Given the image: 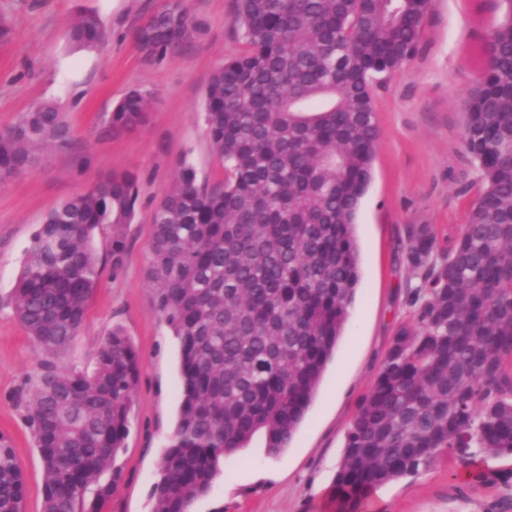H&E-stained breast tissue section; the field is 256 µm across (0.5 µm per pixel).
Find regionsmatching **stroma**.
I'll return each instance as SVG.
<instances>
[{
  "mask_svg": "<svg viewBox=\"0 0 512 512\" xmlns=\"http://www.w3.org/2000/svg\"><path fill=\"white\" fill-rule=\"evenodd\" d=\"M160 5L0 0V130L32 104L51 100L73 131L71 150L44 149L34 169L0 185V433L10 438L24 473V512L43 510V471L16 393L39 349L13 315L11 291L47 211L111 172L137 178L125 267L116 275L103 266L85 322L59 363L93 368L101 341L115 327L135 346L141 366L131 424L116 462L118 487L102 512L153 510L150 492L175 427L180 371L178 344L155 311L144 276L152 214L180 160L191 162L201 178H223L204 125V91L215 66L242 49L235 0H187L200 36L164 61L146 59L133 32ZM81 11L98 14L106 30L96 51L67 48L68 25ZM500 19L495 0H430L414 57L374 80L379 136L356 228L361 279L343 335L288 447L271 455L257 437L225 458L194 512H335L333 479L347 432L393 335L414 321L417 278L405 259L407 230L426 224L440 247L452 245L482 188L463 143V99L482 72L483 40ZM135 87L152 92L148 121L113 136L107 115ZM474 467L485 481L471 482L467 465L441 454L417 475L376 490L364 512H512V457L480 456Z\"/></svg>",
  "mask_w": 512,
  "mask_h": 512,
  "instance_id": "1",
  "label": "stroma"
}]
</instances>
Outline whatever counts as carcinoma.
<instances>
[{
    "label": "carcinoma",
    "mask_w": 512,
    "mask_h": 512,
    "mask_svg": "<svg viewBox=\"0 0 512 512\" xmlns=\"http://www.w3.org/2000/svg\"><path fill=\"white\" fill-rule=\"evenodd\" d=\"M484 39L485 68L464 101L463 142L484 185L443 259L426 226L409 230L418 272L415 322L393 336L346 435L336 512L429 467L443 452L468 464L512 456V0ZM429 0H236L243 49L212 71L203 119L224 166L214 184L181 161L152 217L147 279L180 350L179 410L151 488L154 512H190L220 463L260 433L288 447L336 351L360 282L356 219L377 141V74L415 55ZM201 33L185 0L137 26L138 48L162 61ZM104 31L80 13L71 48ZM152 93L130 90L107 118L112 134L142 126ZM68 149L53 101L0 131V184ZM137 187L113 173L50 209L26 251L11 305L41 348L19 399L43 469V512H100L112 496L130 427L140 360L120 328L93 371L57 357L87 315L101 273L93 246L122 272ZM25 481L0 433V512H23Z\"/></svg>",
    "instance_id": "obj_1"
}]
</instances>
